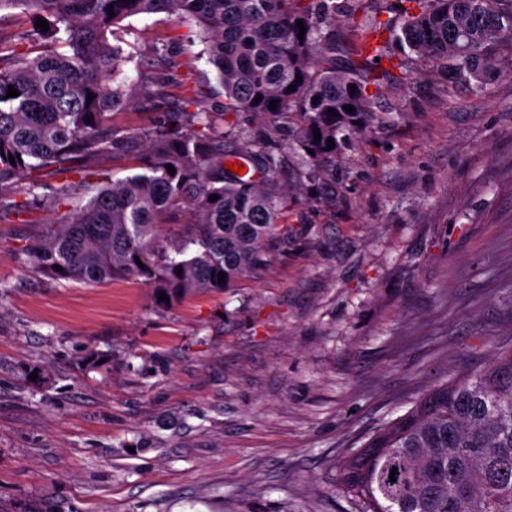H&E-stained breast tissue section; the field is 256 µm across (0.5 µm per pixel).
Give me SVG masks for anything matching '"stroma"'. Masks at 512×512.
Listing matches in <instances>:
<instances>
[{"label":"stroma","instance_id":"1","mask_svg":"<svg viewBox=\"0 0 512 512\" xmlns=\"http://www.w3.org/2000/svg\"><path fill=\"white\" fill-rule=\"evenodd\" d=\"M138 83L124 132L179 91L224 101L195 22L109 35ZM384 121L336 154V196L224 291L162 304L141 281L55 280L21 254L32 215L0 195V512H361L339 463L458 371L512 350V74L481 97L422 66L383 88ZM100 355L97 364L88 354ZM179 65L167 63L160 69L148 71L151 83L161 88L165 87H182L183 79L178 71Z\"/></svg>","mask_w":512,"mask_h":512}]
</instances>
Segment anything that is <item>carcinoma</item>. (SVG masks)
<instances>
[{"label":"carcinoma","mask_w":512,"mask_h":512,"mask_svg":"<svg viewBox=\"0 0 512 512\" xmlns=\"http://www.w3.org/2000/svg\"><path fill=\"white\" fill-rule=\"evenodd\" d=\"M407 2L415 8L401 20L383 21L382 0H0V12L18 9L32 24L0 30V195L20 176L46 173L62 177L52 200L67 208L21 254L57 280L136 279L171 301L230 287L288 237L281 220L291 207L336 194L325 167L346 137L380 122L391 71L405 80L428 64L485 97L512 74V0ZM152 13L196 22L224 88L221 115L246 112V126L218 130L212 113L188 111L197 105L189 97L151 128L123 134L112 125V113L136 101L131 89L110 85L120 56L108 32ZM338 15L360 32L356 48L338 43ZM40 19L49 31L35 26ZM149 75L161 88L183 85L170 62ZM10 86L18 96H7ZM290 145L306 157L297 172L284 167ZM138 149L144 161L122 180L68 178L90 157L136 159ZM240 155L256 176L226 168ZM337 483L364 512H512V351L428 390L368 436Z\"/></svg>","instance_id":"1"}]
</instances>
